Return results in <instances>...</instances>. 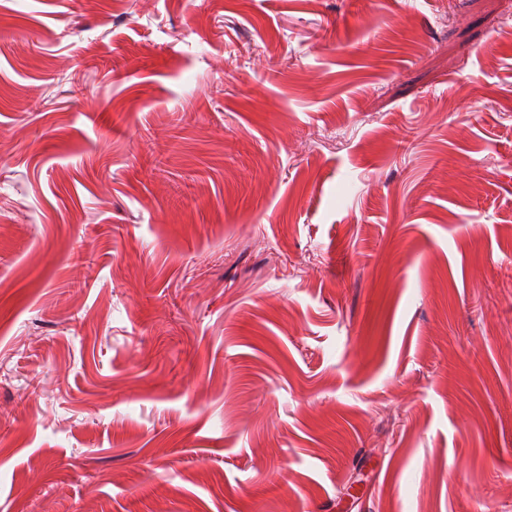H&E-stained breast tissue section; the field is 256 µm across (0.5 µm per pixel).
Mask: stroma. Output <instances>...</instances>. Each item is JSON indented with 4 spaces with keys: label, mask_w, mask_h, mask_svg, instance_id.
<instances>
[{
    "label": "stroma",
    "mask_w": 512,
    "mask_h": 512,
    "mask_svg": "<svg viewBox=\"0 0 512 512\" xmlns=\"http://www.w3.org/2000/svg\"><path fill=\"white\" fill-rule=\"evenodd\" d=\"M0 512H512V0H0Z\"/></svg>",
    "instance_id": "stroma-1"
}]
</instances>
